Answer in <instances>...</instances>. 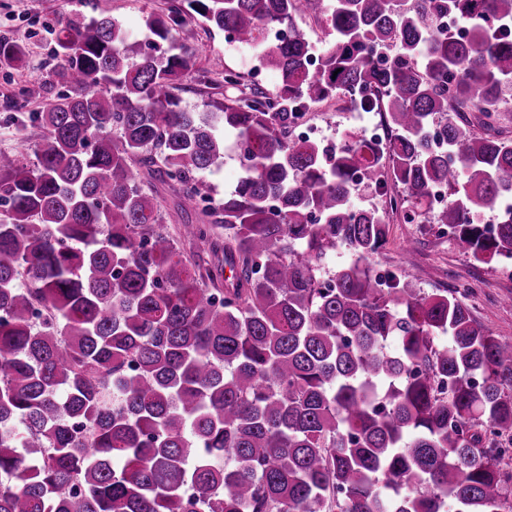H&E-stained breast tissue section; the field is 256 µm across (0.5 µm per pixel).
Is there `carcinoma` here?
I'll return each mask as SVG.
<instances>
[{"mask_svg": "<svg viewBox=\"0 0 512 512\" xmlns=\"http://www.w3.org/2000/svg\"><path fill=\"white\" fill-rule=\"evenodd\" d=\"M305 19L331 36L315 68ZM191 20L253 49L276 91L231 71L236 96L182 107ZM508 28L512 0H171L143 43L61 17L56 65L14 108L53 99L4 117L35 160L0 153V512H512V344L458 289L376 276L399 216L512 263ZM27 54L0 40V60ZM335 94L383 117L386 149L291 139ZM226 135L243 175L217 201L203 174ZM362 168L402 211L352 204ZM159 185L190 216L173 231Z\"/></svg>", "mask_w": 512, "mask_h": 512, "instance_id": "1", "label": "carcinoma"}]
</instances>
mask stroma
<instances>
[{
    "mask_svg": "<svg viewBox=\"0 0 512 512\" xmlns=\"http://www.w3.org/2000/svg\"><path fill=\"white\" fill-rule=\"evenodd\" d=\"M170 0H0V38L25 44L29 54L21 65L0 66V113L5 112L11 99L25 80L47 77L54 68L55 46L53 28L58 18L71 11L92 18L102 14L117 19L131 34L140 38L149 16L166 12ZM183 41L190 44L208 43L196 70L187 81L193 89L182 96L184 106L202 112L210 100L219 98V90L211 80L223 79L225 70L243 73L247 83L272 91L280 83L277 71L258 65L248 49L227 54L223 32L205 28L202 23L189 22L181 30ZM383 267L401 266L413 276L416 287L430 292L448 285L449 275L466 274L475 265L473 259L458 252L453 241L438 237L432 224H391L388 243L379 258ZM494 284V300L489 305H476L478 321L499 339L512 342V305L505 304L512 296V284L497 281V264L481 267Z\"/></svg>",
    "mask_w": 512,
    "mask_h": 512,
    "instance_id": "1",
    "label": "stroma"
}]
</instances>
